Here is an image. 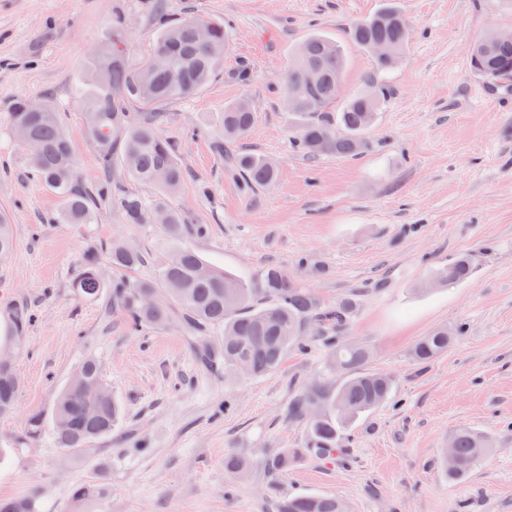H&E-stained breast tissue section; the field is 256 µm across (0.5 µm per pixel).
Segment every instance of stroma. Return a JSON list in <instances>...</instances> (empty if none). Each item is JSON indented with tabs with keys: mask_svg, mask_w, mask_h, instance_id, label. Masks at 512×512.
I'll list each match as a JSON object with an SVG mask.
<instances>
[{
	"mask_svg": "<svg viewBox=\"0 0 512 512\" xmlns=\"http://www.w3.org/2000/svg\"><path fill=\"white\" fill-rule=\"evenodd\" d=\"M156 0H0V214L14 249L0 259V305L27 302L33 322L14 362L21 379L0 437L20 435L29 415L49 411L74 369L96 357L123 413L109 437L66 453L52 433L0 462V499L35 495L38 512H70L71 486L105 488L90 512H268L267 494H322L349 512H512V108H504L470 67L482 36L512 28L502 0H398L410 45L389 75L393 94L351 158L315 159L293 147L294 119L277 88L308 35L344 48V91L365 89L370 55L348 30L383 0H167L171 18L223 23L229 33L221 74L194 96L163 108L160 132L175 142L186 180L170 203L207 233L187 243L209 263L244 280L274 263L328 304L349 297L348 339L373 352L371 370L391 376L388 400L345 431V459L303 460L277 480L262 461L302 448L308 430L289 420L295 390L324 374L330 349L313 340L262 377H225L202 361L178 324L134 332L109 296L79 297L71 286L85 252L123 238L150 266L106 279L152 278L172 243L155 224H128L98 206L88 224H69L62 201L30 171L9 133L19 97L48 99L73 139L76 179L96 187L98 157L83 137L75 84L126 20L131 63L148 56L160 22ZM249 102L242 137L216 146L225 105ZM273 159L279 177L247 189L226 158ZM468 254L466 282L418 292L432 271ZM463 325L448 351L427 365L411 349L440 326ZM460 428L487 436L490 454L462 482L437 466ZM250 461L240 481L228 457Z\"/></svg>",
	"mask_w": 512,
	"mask_h": 512,
	"instance_id": "35a3bbf8",
	"label": "stroma"
}]
</instances>
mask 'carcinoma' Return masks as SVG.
<instances>
[{"label": "carcinoma", "mask_w": 512, "mask_h": 512, "mask_svg": "<svg viewBox=\"0 0 512 512\" xmlns=\"http://www.w3.org/2000/svg\"><path fill=\"white\" fill-rule=\"evenodd\" d=\"M208 26V39L197 37L194 25ZM409 22L397 5L386 0L385 6L371 17L356 23L350 39L372 55L376 93L358 91L341 95L346 69L342 46L321 34L310 35L296 50L284 75L281 97H293L298 116L296 149L309 158L324 155L352 157L368 147L367 135L377 112L391 97L392 89L384 73L404 57L410 42ZM125 21L112 20V37L96 53L77 91L88 102L84 136L95 149L102 181L93 191L82 188L74 175L72 140L58 125L54 107L43 104L32 112L28 100L17 99L9 111L13 136L29 152L39 179L56 191L64 201V219L70 224H87L93 209L106 203L118 211L128 224H146L151 215L162 210L166 221L161 229L173 241L171 257L161 264L155 277L129 283L118 280L106 284L100 275L97 252H86L72 288L87 300L104 293L120 306L127 326L138 331L145 326L165 325L174 320L201 345H207L212 330H224V344L209 358L224 360V372L260 377L276 371L292 350L304 351L316 336H324L331 348V370L339 374L333 384L314 380L299 391L288 415L308 425L305 448H283L269 455L265 469L278 476L288 472L303 458L322 460L343 450L344 430L361 415L371 412L389 397L393 382L383 373L366 368L368 348L341 339L355 309V302L342 298L326 305L295 276L278 265L267 266L253 281L228 275L203 260L182 239L203 233L200 226L184 223L182 215L167 203L185 180L182 166L175 157L174 142L158 130L161 113L157 109L178 99H187L212 82L224 58L227 36L224 25L202 19H180L164 25L155 38L149 56L139 65L126 58L123 45ZM385 44L391 54L374 55V48ZM152 66L154 97L139 94L142 69ZM470 66L488 88L512 85V39H501L492 32L470 50ZM138 105L141 112H132ZM253 121V112L243 100L224 107L220 135L216 142L224 149V139L244 134ZM122 157L125 171L132 180L155 187L158 202L149 207L129 191L112 185L115 154ZM229 166L250 188L275 183L279 168L257 154H235ZM13 249L10 224L0 216V258ZM115 270H131L148 265L149 256L126 243L114 241L108 248ZM474 270L470 255L462 254L448 266L433 272L432 280L441 284L464 282ZM0 316L9 326L10 349H20L31 322V310L23 303H8ZM462 327H440L420 338L412 348V358L426 364L448 351ZM20 388L14 362L0 365V415L9 413ZM119 406L112 390L105 384L98 360L85 358L74 375L56 396L51 421L59 448L81 452L112 435V424ZM45 416L32 413L22 435L11 444L20 447L38 441L45 429ZM455 464L448 468V479L467 477L490 450L489 441L468 429L456 430L450 439ZM103 495L96 482L80 483L71 488V512H86ZM275 512H347L335 497L304 494L277 497ZM0 512H37L36 498L30 495L0 499Z\"/></svg>", "instance_id": "cac0c4a2"}]
</instances>
